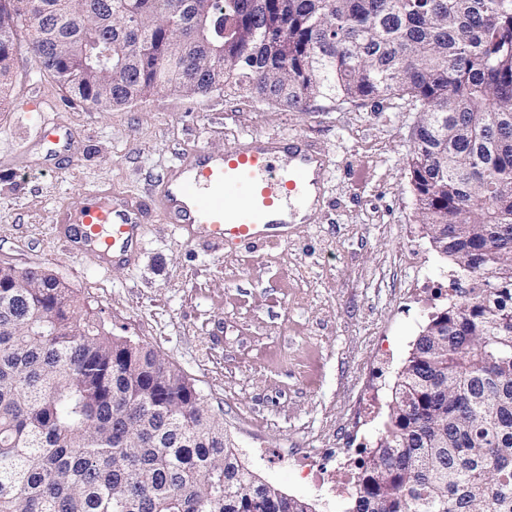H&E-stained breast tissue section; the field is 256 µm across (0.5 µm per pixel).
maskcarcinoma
Returning <instances> with one entry per match:
<instances>
[{
  "mask_svg": "<svg viewBox=\"0 0 512 512\" xmlns=\"http://www.w3.org/2000/svg\"><path fill=\"white\" fill-rule=\"evenodd\" d=\"M23 48L105 112L228 85L299 112L410 99L416 219L455 297L346 512H512V0H0V94ZM26 276L0 266V512H315L245 468L180 370Z\"/></svg>",
  "mask_w": 512,
  "mask_h": 512,
  "instance_id": "1",
  "label": "carcinoma"
}]
</instances>
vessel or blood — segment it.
Instances as JSON below:
<instances>
[{"instance_id":"1","label":"vessel or blood","mask_w":512,"mask_h":512,"mask_svg":"<svg viewBox=\"0 0 512 512\" xmlns=\"http://www.w3.org/2000/svg\"><path fill=\"white\" fill-rule=\"evenodd\" d=\"M328 164L315 141L298 136H248L223 152L194 149L148 195L102 187L89 190L79 208H60L59 236L70 250L98 261L129 262L154 211L186 241L222 251L284 239L289 225L316 221Z\"/></svg>"}]
</instances>
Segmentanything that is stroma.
<instances>
[{"label": "stroma", "instance_id": "35a3bbf8", "mask_svg": "<svg viewBox=\"0 0 512 512\" xmlns=\"http://www.w3.org/2000/svg\"><path fill=\"white\" fill-rule=\"evenodd\" d=\"M417 120L395 97L293 112L233 88L102 112L66 98L20 53L0 106V266L57 275L113 335L184 373L256 476L316 512H345L354 487L340 483L339 455L373 448L417 336L448 302L451 264L415 219ZM45 123L58 126L57 143L38 138ZM246 134L302 135L325 149L319 222L222 252L154 214L138 258L104 267L60 241L57 209L86 190L145 194L183 152L224 151ZM374 387L379 399L366 405ZM303 451L326 474L308 471Z\"/></svg>", "mask_w": 512, "mask_h": 512}]
</instances>
